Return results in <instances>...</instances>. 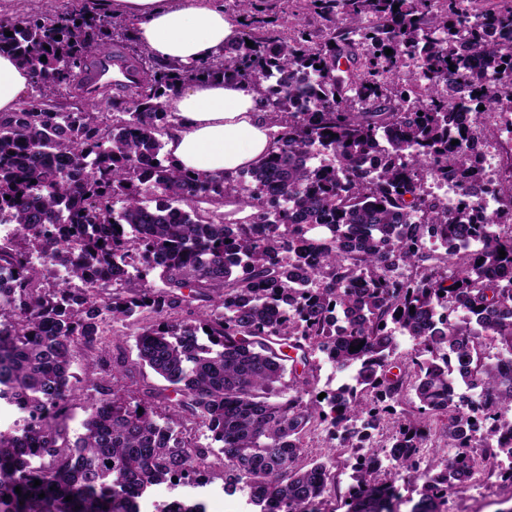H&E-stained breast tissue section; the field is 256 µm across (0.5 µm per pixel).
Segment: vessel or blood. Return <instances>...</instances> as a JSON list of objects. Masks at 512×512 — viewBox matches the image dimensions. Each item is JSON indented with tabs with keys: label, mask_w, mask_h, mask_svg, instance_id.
I'll return each mask as SVG.
<instances>
[{
	"label": "vessel or blood",
	"mask_w": 512,
	"mask_h": 512,
	"mask_svg": "<svg viewBox=\"0 0 512 512\" xmlns=\"http://www.w3.org/2000/svg\"><path fill=\"white\" fill-rule=\"evenodd\" d=\"M140 76L137 65L119 48L96 55L77 76L75 89L96 100L106 93L122 91L133 85Z\"/></svg>",
	"instance_id": "obj_1"
}]
</instances>
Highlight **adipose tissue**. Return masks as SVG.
<instances>
[{"label": "adipose tissue", "instance_id": "1", "mask_svg": "<svg viewBox=\"0 0 512 512\" xmlns=\"http://www.w3.org/2000/svg\"><path fill=\"white\" fill-rule=\"evenodd\" d=\"M101 7L138 22V38L159 62L187 64L215 56L240 33L212 0H99ZM30 73L14 57L0 55V112L15 111ZM177 129L166 149L190 173H231L255 166L278 132L246 85L223 77L194 81L166 101Z\"/></svg>", "mask_w": 512, "mask_h": 512}]
</instances>
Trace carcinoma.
<instances>
[{
  "mask_svg": "<svg viewBox=\"0 0 512 512\" xmlns=\"http://www.w3.org/2000/svg\"><path fill=\"white\" fill-rule=\"evenodd\" d=\"M253 2L233 0L249 31L207 60L146 67L133 52L141 78L112 114L79 95L58 108L45 89L72 86L127 26L78 0L0 18V54L29 69L36 92L0 113V214L16 225L0 243L13 281L0 289V405L24 421L0 430V512H128L132 495L203 479L215 453L224 489L249 486L260 512H323L335 475L318 459L297 465L316 421L356 460L347 512H397L398 489L370 464L380 452L413 481L410 512H445L448 491L483 463L512 485V235L494 231L512 225V183L501 208L484 209L480 154L461 146L474 139L464 114L512 113V5L312 0L333 23L318 42L267 28ZM217 75L254 90L282 130L251 168L191 174L165 151L177 126L165 99ZM458 86L471 105L448 100ZM145 158L155 164L140 167ZM432 173L459 185L463 208L424 190ZM226 200L251 209L247 220L199 207ZM430 235L454 251L425 250ZM37 254L69 262L68 277L50 281ZM396 261L409 276L393 273ZM114 267L129 272L90 280ZM111 323L136 326L138 364L163 390L112 397L126 369L111 357ZM76 345L92 395L71 441ZM318 352L351 382L317 388ZM451 366L466 391L444 399ZM410 391L416 413L377 451L372 431ZM158 402L176 413L159 415ZM185 413L202 437H186ZM434 433L449 458L420 456Z\"/></svg>",
  "mask_w": 512,
  "mask_h": 512,
  "instance_id": "carcinoma-1",
  "label": "carcinoma"
}]
</instances>
